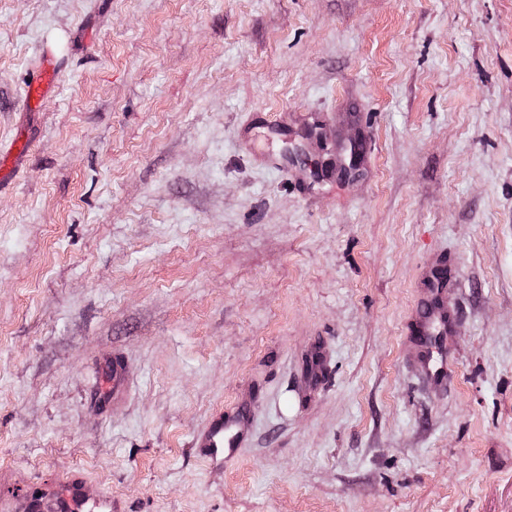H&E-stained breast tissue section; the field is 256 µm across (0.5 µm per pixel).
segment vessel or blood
I'll return each mask as SVG.
<instances>
[{
    "label": "vessel or blood",
    "instance_id": "obj_1",
    "mask_svg": "<svg viewBox=\"0 0 512 512\" xmlns=\"http://www.w3.org/2000/svg\"><path fill=\"white\" fill-rule=\"evenodd\" d=\"M58 79L52 57H45L42 65L31 72L24 84V102L35 105ZM446 276L444 266L431 271L430 292L418 317L416 344L418 356L425 361L433 360L437 340L448 331L447 309L443 301L441 283ZM246 410L232 415L216 414L206 428L197 432L192 446L199 458L210 466H223L224 460L234 454L246 440ZM46 512H112V493L106 489L89 491L81 473H69L61 488L52 490Z\"/></svg>",
    "mask_w": 512,
    "mask_h": 512
}]
</instances>
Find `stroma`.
Here are the masks:
<instances>
[{
    "label": "stroma",
    "mask_w": 512,
    "mask_h": 512,
    "mask_svg": "<svg viewBox=\"0 0 512 512\" xmlns=\"http://www.w3.org/2000/svg\"><path fill=\"white\" fill-rule=\"evenodd\" d=\"M16 141L0 512L71 468L113 512H512V0H0ZM434 257L442 386L407 357ZM58 76L52 57L46 54L42 65L31 72L24 83L25 104L30 107L35 105L54 86ZM247 411L239 409L235 414L225 416L217 413L206 428L197 432L192 447L196 454L212 467H222L224 458L234 454L236 448L246 441Z\"/></svg>",
    "instance_id": "35a3bbf8"
}]
</instances>
